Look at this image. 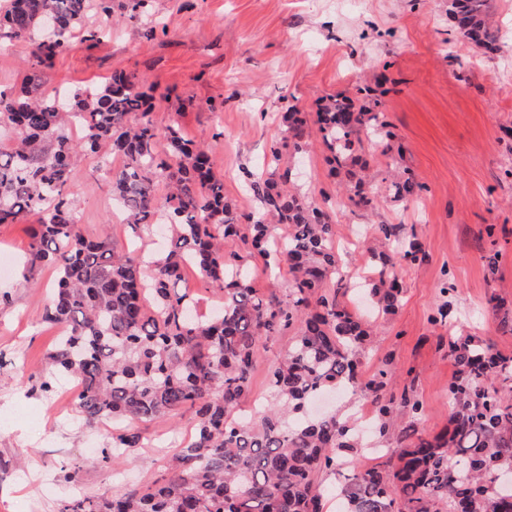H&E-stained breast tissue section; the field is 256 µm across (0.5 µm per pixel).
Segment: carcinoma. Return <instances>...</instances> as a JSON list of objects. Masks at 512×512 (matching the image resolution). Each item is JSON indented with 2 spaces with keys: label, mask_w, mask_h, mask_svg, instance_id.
Returning a JSON list of instances; mask_svg holds the SVG:
<instances>
[{
  "label": "carcinoma",
  "mask_w": 512,
  "mask_h": 512,
  "mask_svg": "<svg viewBox=\"0 0 512 512\" xmlns=\"http://www.w3.org/2000/svg\"><path fill=\"white\" fill-rule=\"evenodd\" d=\"M111 2L10 0L0 18L9 36L31 42L25 85L0 89V125L14 134L10 146L0 145V224L36 218L28 225L24 280L44 266L56 270L44 319L66 331L47 359L53 374L78 385L85 423H148L188 409L197 426L163 480L110 498L76 495L56 512H324L319 472L363 455L350 419L307 413L314 397L336 387L370 400L372 441L384 449L379 463L355 464L335 489L341 512H512V357L477 336L448 337L456 367L452 409L441 433H425L412 387L393 392L395 375L386 365L362 369L372 330L338 298L351 284L336 278L333 215L278 173L282 148L298 154L316 137L326 164L346 177L343 198L371 210L378 192L365 154L375 144L384 172L379 189L396 201H416L423 186L394 167L382 102L336 94L312 120L288 107L284 136L264 162L269 171L249 174L262 210L241 214L224 197L208 150L177 124H154L137 74L115 73L85 90H41L43 69L66 50L74 28L90 10L111 22ZM489 2L448 0V15L456 34L493 53L500 35ZM73 125L83 131L78 143ZM106 145L121 159L112 168V199L132 238L152 224L167 227L166 249L157 256L139 248L116 253L108 235L91 239L81 231L67 192L71 169L82 152ZM272 223L288 227L279 244ZM238 240L251 252L226 249ZM254 252L268 266H287L288 299L253 288ZM366 260L377 277L365 291L376 309L393 314L403 295L395 268L421 265L428 254L416 238L400 237V225L380 224ZM187 264L221 293L219 314L193 315L192 298L178 288ZM273 333L292 334V343L270 370L263 414L242 421L235 413L249 392L261 339ZM141 445L140 432L114 429L102 460L125 462Z\"/></svg>",
  "instance_id": "obj_1"
}]
</instances>
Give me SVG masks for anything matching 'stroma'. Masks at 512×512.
<instances>
[{
    "mask_svg": "<svg viewBox=\"0 0 512 512\" xmlns=\"http://www.w3.org/2000/svg\"><path fill=\"white\" fill-rule=\"evenodd\" d=\"M124 3L112 0L119 22L106 35L102 17L87 14L44 70V90L137 73L155 124L178 123L208 149L225 197L243 213L258 207L244 173L258 171L281 139L289 106L313 112L326 96L383 88L393 156L422 186L414 203L385 199L368 212L341 203L315 138L304 153L284 154L280 169L334 212L337 230L359 232L355 245L340 249L349 274L368 277L365 246L380 224L401 225L427 252V262L401 270L402 304L377 316L365 362L395 370L423 406V427L441 432L455 372L449 333L491 340L512 357V333L501 330L488 305L496 293L512 306V0H491L503 41L486 55L453 32L446 0H363L356 11L341 10L339 0H144L134 13ZM30 52L29 41L0 37L1 87L20 89ZM68 189L84 234H108L116 252L130 251L98 155L74 166ZM30 242L25 225L0 224V256L10 260L0 272V291L8 294L0 301V512H53L55 499L75 488L99 496L161 480L194 433L192 412L141 425L142 447L114 470L95 461L107 441L103 430L48 414L51 395L40 384L56 330L44 311L56 273L44 267L34 284L24 282ZM492 254L493 276L485 267ZM447 281L454 292L443 293ZM445 303L449 328L432 321ZM290 344L284 334L263 338L241 413L266 400L268 371ZM74 460L83 467L73 482L64 467Z\"/></svg>",
    "mask_w": 512,
    "mask_h": 512,
    "instance_id": "stroma-1",
    "label": "stroma"
}]
</instances>
